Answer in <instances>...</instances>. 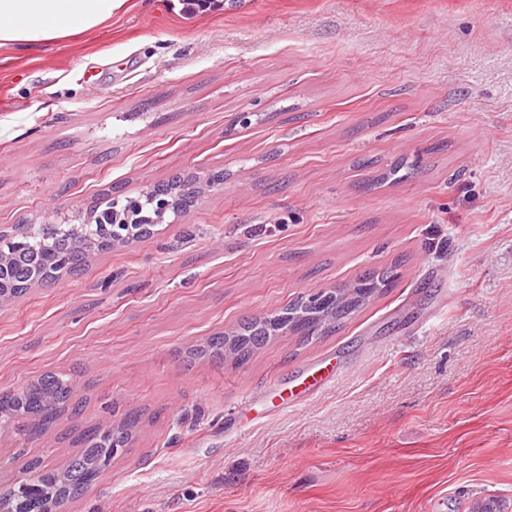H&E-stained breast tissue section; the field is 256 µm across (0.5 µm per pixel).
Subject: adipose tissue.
Returning a JSON list of instances; mask_svg holds the SVG:
<instances>
[{"label":"adipose tissue","instance_id":"obj_1","mask_svg":"<svg viewBox=\"0 0 512 512\" xmlns=\"http://www.w3.org/2000/svg\"><path fill=\"white\" fill-rule=\"evenodd\" d=\"M125 0H0V47L29 46L94 30Z\"/></svg>","mask_w":512,"mask_h":512}]
</instances>
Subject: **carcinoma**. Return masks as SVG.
Returning a JSON list of instances; mask_svg holds the SVG:
<instances>
[{
  "instance_id": "1",
  "label": "carcinoma",
  "mask_w": 512,
  "mask_h": 512,
  "mask_svg": "<svg viewBox=\"0 0 512 512\" xmlns=\"http://www.w3.org/2000/svg\"><path fill=\"white\" fill-rule=\"evenodd\" d=\"M113 206L112 199L99 206L98 223L86 225L83 231L90 235L98 233L97 224L110 223ZM71 235L72 227L68 225L47 231L42 228L35 230L28 247L17 255L12 269L0 276V289L16 296L26 291L35 279L41 276L49 278L53 271L51 256L71 250ZM382 288L380 283L364 279L346 296L330 297L316 305L296 301L275 314L242 323L231 335L211 337L207 347L199 350L198 354L215 356L227 352L243 361L283 332L292 333L303 341L321 336ZM71 394V382L67 376L47 374L15 395L6 393L1 396L0 411L34 415L47 421L68 408ZM136 422L137 417L131 416L110 433L90 429L83 434V448L64 466V480L58 469H46L37 460L31 462V466L39 470L37 481L42 486V496L34 501L19 491L5 501L4 508L12 512H43L42 507L47 503L63 504L68 498L80 494L88 488L90 481L99 477L100 464L113 454L115 446L128 443L131 428Z\"/></svg>"
}]
</instances>
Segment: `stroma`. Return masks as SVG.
<instances>
[{
	"label": "stroma",
	"instance_id": "35a3bbf8",
	"mask_svg": "<svg viewBox=\"0 0 512 512\" xmlns=\"http://www.w3.org/2000/svg\"><path fill=\"white\" fill-rule=\"evenodd\" d=\"M189 176L152 236L0 305V392L60 373L80 405L0 435V486L136 411L64 512H512V0H126L0 49V226ZM386 271L327 335L189 353ZM174 190L176 191H171L168 194H158L155 197L154 202L158 208L168 211L176 206H186L196 198L198 187L195 180H188Z\"/></svg>",
	"mask_w": 512,
	"mask_h": 512
}]
</instances>
